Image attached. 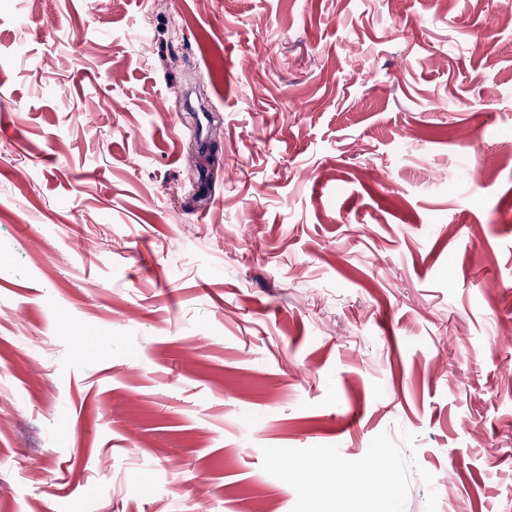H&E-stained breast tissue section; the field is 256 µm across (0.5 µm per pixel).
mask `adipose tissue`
I'll use <instances>...</instances> for the list:
<instances>
[{
	"mask_svg": "<svg viewBox=\"0 0 512 512\" xmlns=\"http://www.w3.org/2000/svg\"><path fill=\"white\" fill-rule=\"evenodd\" d=\"M285 478L290 483H304L312 493L314 505L318 507L328 499L330 489L335 485L345 486L364 499L380 494L392 500L398 495L397 486L380 469L352 471L333 460L301 465L288 471Z\"/></svg>",
	"mask_w": 512,
	"mask_h": 512,
	"instance_id": "ef3b65f1",
	"label": "adipose tissue"
}]
</instances>
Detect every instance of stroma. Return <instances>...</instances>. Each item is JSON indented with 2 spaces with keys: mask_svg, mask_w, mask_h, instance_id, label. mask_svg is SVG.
Wrapping results in <instances>:
<instances>
[{
  "mask_svg": "<svg viewBox=\"0 0 512 512\" xmlns=\"http://www.w3.org/2000/svg\"><path fill=\"white\" fill-rule=\"evenodd\" d=\"M506 8L0 0V512H512ZM285 478L287 484L302 482L311 491L315 505L313 512H323L321 506L329 499L333 485H343L363 499L376 494H381L390 500L398 496L397 486L380 469L352 471L335 460L303 464L288 471Z\"/></svg>",
  "mask_w": 512,
  "mask_h": 512,
  "instance_id": "stroma-1",
  "label": "stroma"
}]
</instances>
